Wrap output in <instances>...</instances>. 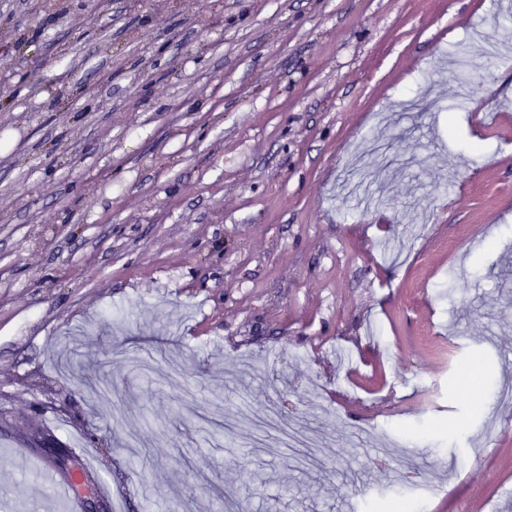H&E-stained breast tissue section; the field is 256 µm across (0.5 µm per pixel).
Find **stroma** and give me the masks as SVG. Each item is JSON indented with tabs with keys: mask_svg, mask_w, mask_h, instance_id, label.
<instances>
[{
	"mask_svg": "<svg viewBox=\"0 0 512 512\" xmlns=\"http://www.w3.org/2000/svg\"><path fill=\"white\" fill-rule=\"evenodd\" d=\"M505 112L512 0H0V500L512 512ZM41 481L43 483L52 484L56 488L59 498L71 506V511H80L79 499L74 492L73 483L71 481L60 480L57 475L50 470H44L41 473Z\"/></svg>",
	"mask_w": 512,
	"mask_h": 512,
	"instance_id": "obj_1",
	"label": "stroma"
}]
</instances>
